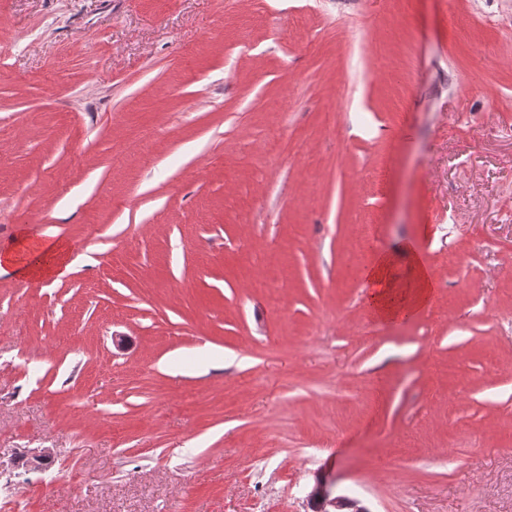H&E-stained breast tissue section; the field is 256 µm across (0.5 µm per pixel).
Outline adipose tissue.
Listing matches in <instances>:
<instances>
[{"label":"adipose tissue","mask_w":512,"mask_h":512,"mask_svg":"<svg viewBox=\"0 0 512 512\" xmlns=\"http://www.w3.org/2000/svg\"><path fill=\"white\" fill-rule=\"evenodd\" d=\"M401 259L406 260L409 273L406 284L402 286L397 284L393 275ZM67 268V247L59 241L37 245L21 236L10 246L0 249V274L20 279H41L61 274ZM365 278L370 286L371 306L387 321L419 312L433 295L431 271L425 259L409 247L380 253L367 268Z\"/></svg>","instance_id":"ef3b65f1"}]
</instances>
